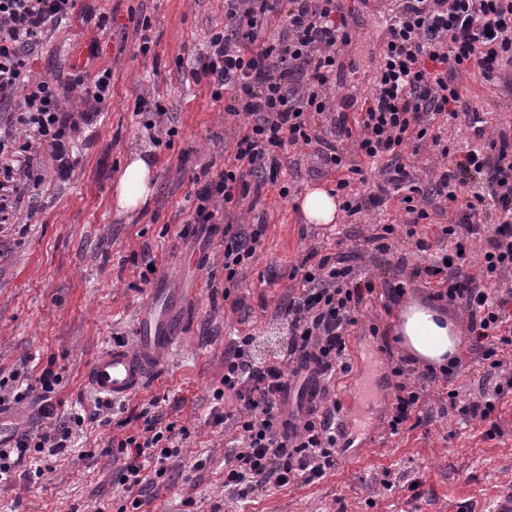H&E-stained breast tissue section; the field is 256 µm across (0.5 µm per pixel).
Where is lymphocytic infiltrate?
Wrapping results in <instances>:
<instances>
[{
	"label": "lymphocytic infiltrate",
	"mask_w": 512,
	"mask_h": 512,
	"mask_svg": "<svg viewBox=\"0 0 512 512\" xmlns=\"http://www.w3.org/2000/svg\"><path fill=\"white\" fill-rule=\"evenodd\" d=\"M75 5L76 0H0L1 224L16 221L20 200L34 187L35 156H47L59 179L70 177L82 126L95 121L112 96L107 68L90 79L75 74L56 81L32 72L33 49L69 18ZM279 7L285 12L284 29L278 37L258 41L256 29ZM224 18L227 28L211 35L198 75L212 81L214 98L228 99L229 115L243 113L252 122L223 172L191 178L194 223H216L220 214L241 205L251 194L252 176L281 168L279 151L287 143L319 142L324 165L337 173L345 211L382 204L381 195H356L353 185L363 180L364 170L338 149L337 140L345 138L355 143L358 155L385 161L387 182L402 191L401 202L411 216L405 235L418 251H427L429 244L416 226L429 214L415 205L418 187L400 158L410 144L429 143L441 156L449 155L429 121L441 115L455 119L463 110L453 70L474 64L490 77L512 62V0H395L375 92L355 111L337 113L329 139L317 137L313 122L330 109L328 89L342 67L336 46L351 39L340 0H224ZM300 82L305 90L298 94L293 87ZM76 86L82 89L83 108L74 112L65 100ZM431 192L447 201L454 220L444 232L456 242L451 253L417 273L435 283L437 300L464 305L472 348L481 349L491 369L502 368L498 350L512 346V293L476 283L467 271V238L484 235L481 263L488 277L500 280L512 273V133L500 131L461 151ZM262 231L259 224L225 225V288L236 287ZM292 273L301 288L284 310L288 336L282 354L254 361L252 334L236 336L224 351V375L213 391L216 401L227 396L237 401L234 411H214L213 421L233 420L238 432L237 444L224 459V486L239 499L271 483H313L336 465V416L342 405L330 398L327 385L352 370L347 341L359 307L372 300L376 286L327 256L313 264L301 262ZM295 362L314 363L325 382L316 406L298 426L282 408L288 369ZM391 373L397 383L387 425L396 435L438 377L452 376L454 370L417 372L398 364ZM62 380L51 360L0 377V408L29 399L39 419L36 429L13 434L10 446L0 448V484L40 478L42 459L68 452L72 426L89 418L110 423L113 405L99 398L89 416H64L57 397ZM186 434V427L149 418L142 430L109 441L105 452L119 464V483L130 490L143 486L146 472L164 476Z\"/></svg>",
	"instance_id": "obj_1"
}]
</instances>
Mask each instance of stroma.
Returning <instances> with one entry per match:
<instances>
[{"instance_id": "stroma-1", "label": "stroma", "mask_w": 512, "mask_h": 512, "mask_svg": "<svg viewBox=\"0 0 512 512\" xmlns=\"http://www.w3.org/2000/svg\"><path fill=\"white\" fill-rule=\"evenodd\" d=\"M352 42L340 47L343 63L331 89L333 103L372 95L374 73L386 25L383 0H344ZM107 14L110 26L97 33L93 18ZM224 27V0H78L67 27L59 29L32 56L41 78L82 70L112 71V96L96 127L78 142L79 163L68 180L55 176L50 163L40 168L42 183L24 199L16 223L0 229V371L21 367L27 357L55 360L66 407H90L95 397L86 372L114 339H130L151 284L167 280L197 294L182 330L183 340L145 387L126 398V414L110 425H84L70 455L51 458L43 480L34 485L0 487V512H117L127 493L116 478L111 457L102 455L112 438L142 428L138 414L159 398L163 422L189 430L180 458L159 485L148 487L142 512H494L512 490V393L498 404L500 431L487 437L486 424H463L448 401L428 393L414 429L391 435L387 407L393 397L392 364L405 354L395 343L400 310L407 301L431 303L432 289L413 277L415 267L434 262L452 248L440 237L450 224L437 200L426 203L429 219L422 230L432 238L429 251H417L402 229L409 216L395 200L359 213H342L334 224H311L298 200L312 186L334 189L336 175L319 160L318 144L286 146L283 166L258 206L234 208L236 224H261L265 233L239 275L242 304L231 308L212 299L210 284L224 282V232L193 223L189 196L194 172L218 174L233 151L247 116L225 113L212 87L197 79L198 59L212 33ZM151 50L141 54L142 40ZM97 56H90V43ZM471 111L487 118L488 133L512 125V66L493 81L478 72L454 76ZM161 104L178 130L171 148L152 145L144 102ZM153 164L154 191L149 205L128 213L114 201V181L130 152ZM287 196H280V186ZM395 225L388 249L369 241L378 226ZM199 253L205 274L184 262ZM350 257L355 271L371 276L378 289L363 306L349 338L352 373L338 389L341 402L356 398L355 410H343L341 422L358 432L340 438L335 468L310 485L267 486L240 501L224 488V456L235 430L231 422L214 424L212 392L224 375L229 337L250 331L256 355L279 350L287 334L282 313L299 285L290 273L307 254ZM156 272L141 280L145 259ZM405 282L404 296L390 298L388 285ZM379 327L372 335L371 327ZM504 370L493 373L479 351L462 348L452 380L460 402L477 399L488 383L512 377V347L503 353ZM206 460L194 471L197 460Z\"/></svg>"}]
</instances>
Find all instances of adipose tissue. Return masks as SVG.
<instances>
[{
    "mask_svg": "<svg viewBox=\"0 0 512 512\" xmlns=\"http://www.w3.org/2000/svg\"><path fill=\"white\" fill-rule=\"evenodd\" d=\"M153 192L152 166L142 154H131L115 187V202L119 209L136 211L144 206ZM396 332L404 351L416 362L435 368L454 360L461 346L457 325L428 307L405 306Z\"/></svg>",
    "mask_w": 512,
    "mask_h": 512,
    "instance_id": "obj_1",
    "label": "adipose tissue"
}]
</instances>
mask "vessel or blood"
<instances>
[{
	"label": "vessel or blood",
	"mask_w": 512,
	"mask_h": 512,
	"mask_svg": "<svg viewBox=\"0 0 512 512\" xmlns=\"http://www.w3.org/2000/svg\"><path fill=\"white\" fill-rule=\"evenodd\" d=\"M183 288L151 289L128 344L101 352L87 373L92 389L107 398L119 399L140 391L152 373L170 357L180 341L182 324L178 311L186 299ZM313 367H305L288 379L287 402L291 413L302 414L317 399Z\"/></svg>",
	"instance_id": "b4317fda"
}]
</instances>
